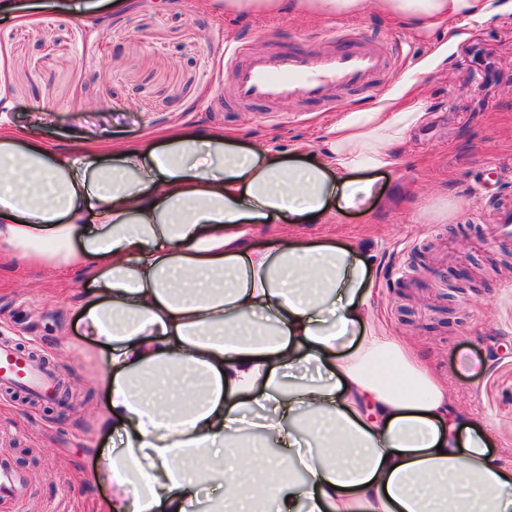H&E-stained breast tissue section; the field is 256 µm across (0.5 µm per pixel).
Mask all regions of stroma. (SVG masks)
<instances>
[{"mask_svg": "<svg viewBox=\"0 0 512 512\" xmlns=\"http://www.w3.org/2000/svg\"><path fill=\"white\" fill-rule=\"evenodd\" d=\"M13 4L14 17H0V124L60 150L141 143L180 127L320 159L338 117L411 86L426 120L411 129L403 163L376 173L370 201L313 224L255 225L250 242L290 232L364 247L387 328L420 347L449 394L484 421L494 454L512 458V241L495 234L512 214V0L423 35L370 7L356 19H314L228 15L198 0H125L120 10L109 0ZM31 12L39 23L22 22ZM343 26L408 50L378 94L343 99L333 112L316 103L225 109L234 47L314 57ZM457 27L465 36L449 43ZM41 102L50 110L33 120ZM92 289L78 270L0 262V335L46 359L59 383L39 398L0 386V475L14 481L0 512H96L108 494L92 477L110 437L98 427L106 396L78 348V303Z\"/></svg>", "mask_w": 512, "mask_h": 512, "instance_id": "stroma-1", "label": "stroma"}]
</instances>
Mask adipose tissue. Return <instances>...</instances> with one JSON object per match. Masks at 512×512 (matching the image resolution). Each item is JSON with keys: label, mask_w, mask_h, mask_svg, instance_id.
<instances>
[{"label": "adipose tissue", "mask_w": 512, "mask_h": 512, "mask_svg": "<svg viewBox=\"0 0 512 512\" xmlns=\"http://www.w3.org/2000/svg\"><path fill=\"white\" fill-rule=\"evenodd\" d=\"M424 32L492 0H224L225 12L356 17L368 2ZM425 112L399 95L347 112L324 160L228 133L56 151L0 126V257L80 268L81 340L112 444L98 512H512V458L379 322L350 243L254 225L321 219L373 193ZM229 494L208 495L217 481Z\"/></svg>", "instance_id": "adipose-tissue-1"}]
</instances>
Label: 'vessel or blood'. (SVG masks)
<instances>
[{
  "instance_id": "obj_1",
  "label": "vessel or blood",
  "mask_w": 512,
  "mask_h": 512,
  "mask_svg": "<svg viewBox=\"0 0 512 512\" xmlns=\"http://www.w3.org/2000/svg\"><path fill=\"white\" fill-rule=\"evenodd\" d=\"M335 40L336 47L312 62L294 53L245 55L233 69L235 99L267 105L319 102L331 111L350 92L377 89L400 56L398 50L359 38L348 29L337 30ZM0 380L42 391L49 386L51 373L35 367L25 354L4 342L0 344Z\"/></svg>"
}]
</instances>
